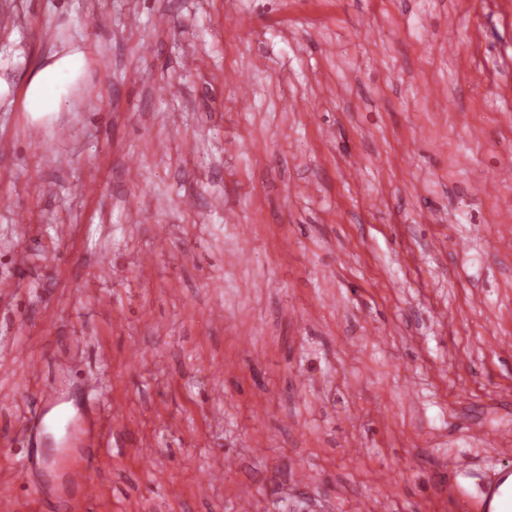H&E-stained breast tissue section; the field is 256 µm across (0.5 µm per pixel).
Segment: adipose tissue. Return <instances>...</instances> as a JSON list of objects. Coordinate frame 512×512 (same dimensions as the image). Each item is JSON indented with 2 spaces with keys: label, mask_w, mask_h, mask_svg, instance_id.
<instances>
[{
  "label": "adipose tissue",
  "mask_w": 512,
  "mask_h": 512,
  "mask_svg": "<svg viewBox=\"0 0 512 512\" xmlns=\"http://www.w3.org/2000/svg\"><path fill=\"white\" fill-rule=\"evenodd\" d=\"M84 58L73 52L56 58L36 71L23 90L25 111L33 113L59 112L66 105L63 89L75 83L82 73Z\"/></svg>",
  "instance_id": "ef3b65f1"
}]
</instances>
